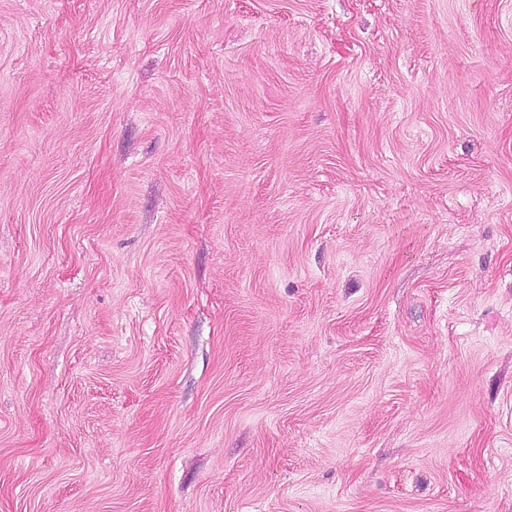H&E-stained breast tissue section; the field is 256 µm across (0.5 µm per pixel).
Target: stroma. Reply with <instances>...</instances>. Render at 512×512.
Returning a JSON list of instances; mask_svg holds the SVG:
<instances>
[{"instance_id":"1","label":"stroma","mask_w":512,"mask_h":512,"mask_svg":"<svg viewBox=\"0 0 512 512\" xmlns=\"http://www.w3.org/2000/svg\"><path fill=\"white\" fill-rule=\"evenodd\" d=\"M0 512H512V0H0Z\"/></svg>"}]
</instances>
